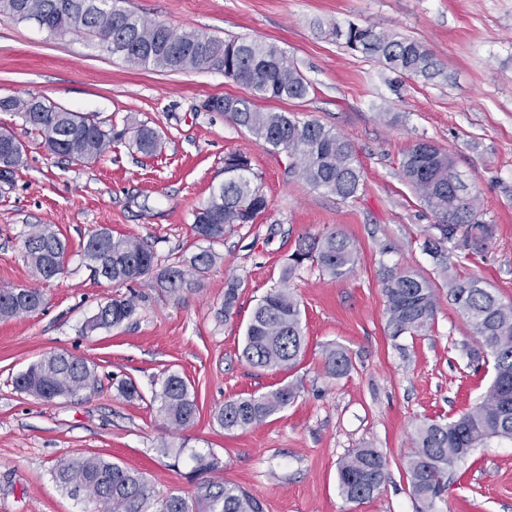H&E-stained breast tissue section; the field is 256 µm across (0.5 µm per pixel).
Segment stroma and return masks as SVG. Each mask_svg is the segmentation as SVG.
Here are the masks:
<instances>
[{"label": "stroma", "instance_id": "1", "mask_svg": "<svg viewBox=\"0 0 512 512\" xmlns=\"http://www.w3.org/2000/svg\"><path fill=\"white\" fill-rule=\"evenodd\" d=\"M124 8L173 29L200 30L277 45L312 88L302 100L253 98L218 70L170 71L130 65L81 34L53 36L0 14V98L36 97L96 114L122 129L126 117L162 135L161 155L129 141L75 163L51 155L42 137L10 112L0 128L27 152V165L0 171V288L38 286L44 307L0 321V512H85L55 484L53 466L100 453L142 472L156 494L192 497V453H214L224 481L259 498L264 512H419L404 476L410 434L427 419L474 406L492 380L480 346L421 244L435 222L400 176V163L424 139L453 157L496 235L478 254L454 251L457 274L481 280L512 303V0H123ZM372 24L422 42L444 71L407 78L347 50L331 24ZM253 98L262 111L315 120L353 144L364 177L340 201L289 175L285 154L262 148L223 113L202 110L212 97ZM248 156L268 200L257 223L235 227L216 245L217 260L179 299L146 281L123 286L93 272L79 253L108 228L146 240L159 259L196 253L194 213L224 179V157ZM50 224L67 240L62 274L37 281L25 257L32 225ZM335 230L355 243L359 262L342 280L303 266L291 283L306 336L288 372L251 367L241 356L257 302L278 281L299 238ZM409 267L438 295L432 329L392 337L381 271ZM239 282L232 315L224 291ZM139 294L122 325L89 329L101 304ZM343 347L352 367L325 374L322 352ZM94 366L95 390L43 401L19 392L14 377L50 352ZM187 379L199 406L195 424L171 428L151 398L168 374ZM133 383L129 398L118 386ZM291 383L293 403L265 422L227 431L213 420L224 401ZM378 449L389 478L363 502L340 493L338 466L355 448ZM433 512H512V443L475 448L448 475Z\"/></svg>", "mask_w": 512, "mask_h": 512}]
</instances>
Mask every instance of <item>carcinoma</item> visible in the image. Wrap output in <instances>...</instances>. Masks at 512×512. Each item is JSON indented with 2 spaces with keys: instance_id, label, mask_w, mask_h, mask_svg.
<instances>
[{
  "instance_id": "carcinoma-1",
  "label": "carcinoma",
  "mask_w": 512,
  "mask_h": 512,
  "mask_svg": "<svg viewBox=\"0 0 512 512\" xmlns=\"http://www.w3.org/2000/svg\"><path fill=\"white\" fill-rule=\"evenodd\" d=\"M74 0H0V13L19 21L37 18L54 36L86 34L132 66H153L172 71L218 69L249 88L258 98L302 100L311 84L277 45L246 38L224 39L202 31L178 32L148 21L120 7L69 16ZM332 34L355 53L384 64L407 77L434 79L443 75L434 56L422 43L390 35L374 25L350 23L331 26ZM224 116L247 131L260 146L288 157V173L315 190L323 189L343 201L357 196L363 171L352 143L314 121H299L284 112H263L245 98L223 97ZM1 112H12L42 135L46 150L73 162H84L107 152L125 138L126 131L104 129L94 114L56 107L36 108L30 98L9 97ZM131 146L145 155L162 147L159 132L140 123L133 127ZM23 144L7 129L0 130V160L6 169L26 165ZM250 160L240 154L224 156V182L212 189L209 200L194 215L196 238L207 243L189 258V267L158 264L151 245L135 237H115L103 228L92 233L81 259L94 272L118 285L150 277L154 287L176 299L188 285V276H201L212 267L211 245L224 241L234 227L252 224L268 202L255 185ZM401 175L417 199L436 218L434 233L421 244L445 279L448 300L465 317L477 337L493 378L481 400L448 423L423 421L411 433L406 456V477L414 499L426 509L447 489L448 473L472 450L489 440L512 443V304H504L476 278L452 272V250L479 252L494 238L496 225L482 218L474 201L457 191L460 181L452 158L426 140L415 141L401 162ZM35 276L49 280L62 273L68 244L48 224L32 226L24 241ZM359 260L355 244L329 231L303 237L288 256L279 282L255 306L245 329L242 356L262 370H291L305 346L300 303L290 288L299 269L309 261L332 280L349 276ZM387 325L391 336H419L429 332L437 312V292L421 275L399 268L382 273ZM138 297L119 296L100 306L90 320L92 329L117 327L137 309ZM44 305L35 287L0 290V319L38 312ZM326 373L341 377L350 370L347 353L336 346L323 354ZM18 391L52 401L75 399L98 384L96 372L85 360L66 352H52L31 364L14 379ZM296 387L279 385L267 392L227 400L214 410L213 419L228 430H246L261 424L294 401ZM159 410L176 430L194 425L199 414L195 393L181 376L169 374L153 394ZM200 475L220 468L217 457L193 455ZM52 479L66 494L83 497L89 512H263L261 502L242 487L219 479L198 483L193 498L171 492L156 498L138 472L99 454L72 456L58 462ZM388 479L387 463L375 448H357L338 468L341 494L363 502L380 492Z\"/></svg>"
}]
</instances>
